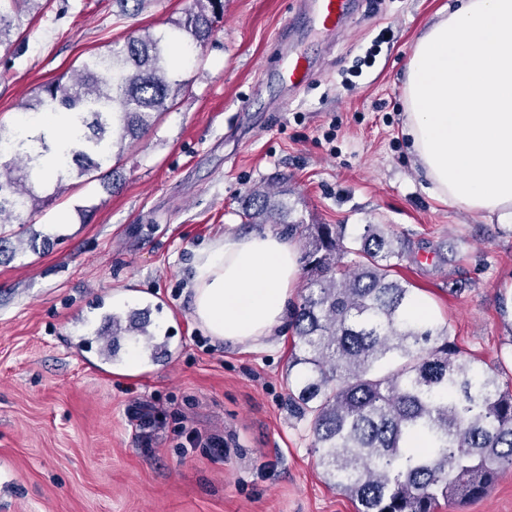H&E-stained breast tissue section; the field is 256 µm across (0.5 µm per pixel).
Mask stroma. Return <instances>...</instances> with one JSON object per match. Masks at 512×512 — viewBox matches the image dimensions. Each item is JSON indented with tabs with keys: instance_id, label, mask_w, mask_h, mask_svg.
<instances>
[{
	"instance_id": "35a3bbf8",
	"label": "stroma",
	"mask_w": 512,
	"mask_h": 512,
	"mask_svg": "<svg viewBox=\"0 0 512 512\" xmlns=\"http://www.w3.org/2000/svg\"><path fill=\"white\" fill-rule=\"evenodd\" d=\"M448 0H355L344 32L307 31L300 0H224L209 40L174 71L181 88L114 165L119 192L69 179L53 204L0 224V512H355L316 466L288 376L293 332L262 350L214 340L192 316L200 250L246 234L254 187L288 192L305 251L316 225L355 237L388 225L417 257L400 268L460 348L493 367L512 330V224L437 198L403 133L405 67ZM192 0H42L0 51V129L42 84L132 33L174 31ZM315 73L289 93L281 39ZM454 261L426 262L434 249ZM461 294H452L455 285ZM135 302H125L128 293ZM149 311L171 353L133 375L98 372L106 317ZM224 455L180 446L181 423ZM439 512H512V469L484 497Z\"/></svg>"
}]
</instances>
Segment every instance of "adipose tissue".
Here are the masks:
<instances>
[{
	"instance_id": "1",
	"label": "adipose tissue",
	"mask_w": 512,
	"mask_h": 512,
	"mask_svg": "<svg viewBox=\"0 0 512 512\" xmlns=\"http://www.w3.org/2000/svg\"><path fill=\"white\" fill-rule=\"evenodd\" d=\"M404 133L429 190L512 223V0H450L414 45ZM299 272L296 246L267 231L203 249L193 318L213 339L259 347L281 328Z\"/></svg>"
}]
</instances>
